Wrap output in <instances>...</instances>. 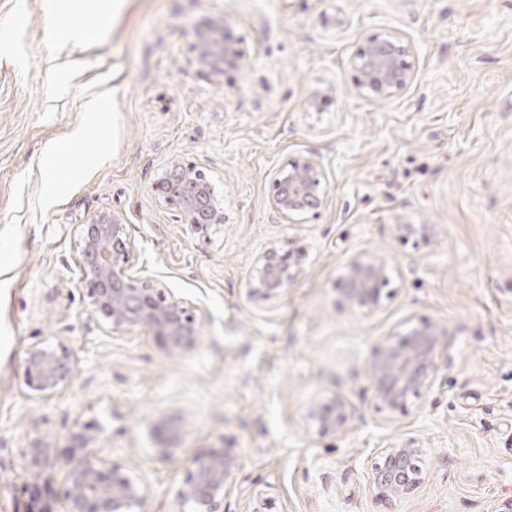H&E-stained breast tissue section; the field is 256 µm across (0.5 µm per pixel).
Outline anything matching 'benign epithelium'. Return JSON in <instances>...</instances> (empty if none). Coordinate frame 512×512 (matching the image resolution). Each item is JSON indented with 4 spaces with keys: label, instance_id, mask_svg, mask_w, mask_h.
<instances>
[{
    "label": "benign epithelium",
    "instance_id": "1",
    "mask_svg": "<svg viewBox=\"0 0 512 512\" xmlns=\"http://www.w3.org/2000/svg\"><path fill=\"white\" fill-rule=\"evenodd\" d=\"M195 61L213 75L239 69L245 59L232 26L208 18L196 27ZM409 46L397 36L372 37L356 54L351 65L358 73V88L367 96L389 99L413 80L407 61ZM274 207L287 220L303 214H317L327 189L321 161L305 155L288 159L271 174ZM159 201L180 211L195 232L224 223L223 202L215 195L205 171L193 164L171 161L155 184ZM82 282L96 312L112 331L139 328L160 339L173 354H183L199 339L196 314L184 302L173 299L166 286L147 276L130 273L134 246L126 233L123 218L102 210L88 223L79 225ZM298 263L289 250L275 247L259 255L252 269L249 295L268 299L288 290ZM390 285L389 265L379 255L360 253L346 266L342 291L360 307H376L383 290ZM447 330L432 323H419L401 340L380 348L371 365L377 406L404 411L412 398L429 388L437 371V353ZM29 388L49 398L71 380L73 362L69 354L43 341L33 345L24 359ZM323 436L345 430L348 412L344 400L314 403L309 408ZM157 453L170 457L173 432L161 422L155 426ZM94 437L79 433L71 448L81 457L66 474L65 512H147L144 488L128 475L104 461L93 458ZM422 448L412 439H400L377 450L367 474L369 489L379 498H400L412 493L420 483L413 461ZM30 473L51 464L52 448L36 440L24 454ZM194 470L178 492L180 506L192 512H221L224 497L231 491L234 475L242 466L230 448L214 447L193 460Z\"/></svg>",
    "mask_w": 512,
    "mask_h": 512
}]
</instances>
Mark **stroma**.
<instances>
[{
  "label": "stroma",
  "mask_w": 512,
  "mask_h": 512,
  "mask_svg": "<svg viewBox=\"0 0 512 512\" xmlns=\"http://www.w3.org/2000/svg\"><path fill=\"white\" fill-rule=\"evenodd\" d=\"M0 0V512H63L72 435L178 512L192 461L223 443L243 460L223 512H502L512 501V0ZM231 20L246 51L221 76L193 62L201 17ZM88 37L74 43L71 22ZM412 52L414 77L365 98L351 59L377 34ZM326 94L311 107L315 92ZM97 101L102 111H88ZM60 148L53 181L46 153ZM322 161L317 216L286 222L271 173ZM174 159L202 167L223 226L196 233L153 186ZM123 215L134 269L195 310L196 346L168 353L139 329L112 333L90 305L78 227ZM425 226L401 241L397 225ZM300 253L288 291L248 294L268 248ZM384 256L392 292L344 296L348 260ZM447 328L430 388L378 408L370 364L414 324ZM63 346L69 385L25 384L27 349ZM350 419L320 435L312 403ZM176 433L156 456L154 425ZM424 450L421 482L378 499L367 471L400 438ZM55 453L38 477L23 455Z\"/></svg>",
  "instance_id": "obj_1"
}]
</instances>
